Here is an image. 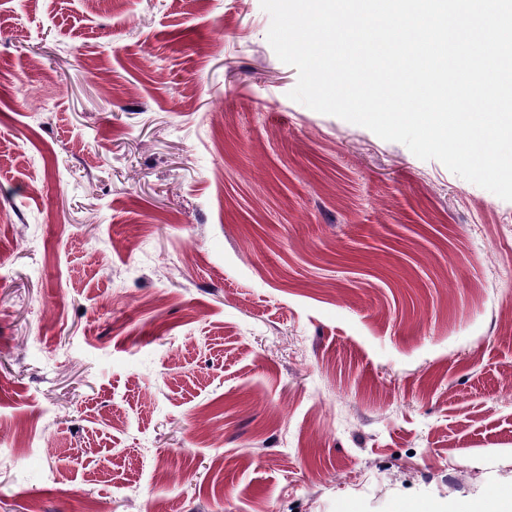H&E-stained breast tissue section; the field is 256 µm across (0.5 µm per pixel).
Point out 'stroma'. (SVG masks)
Instances as JSON below:
<instances>
[{"label": "stroma", "mask_w": 512, "mask_h": 512, "mask_svg": "<svg viewBox=\"0 0 512 512\" xmlns=\"http://www.w3.org/2000/svg\"><path fill=\"white\" fill-rule=\"evenodd\" d=\"M260 0H0V512L512 494V202L290 99Z\"/></svg>", "instance_id": "stroma-1"}]
</instances>
